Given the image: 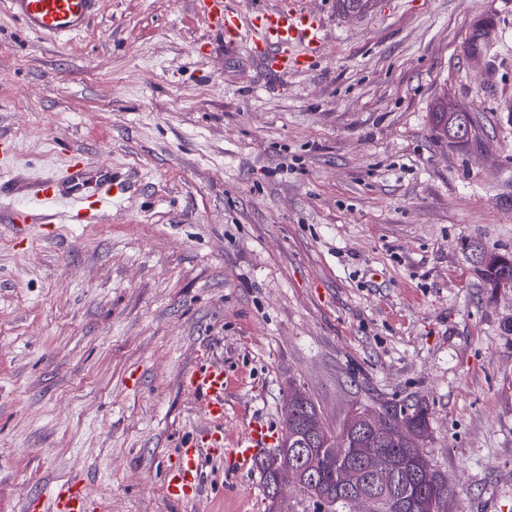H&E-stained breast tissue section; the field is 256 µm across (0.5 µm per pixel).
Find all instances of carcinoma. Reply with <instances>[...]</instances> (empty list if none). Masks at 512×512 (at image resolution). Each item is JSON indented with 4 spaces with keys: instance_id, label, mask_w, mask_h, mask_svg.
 Segmentation results:
<instances>
[{
    "instance_id": "1",
    "label": "carcinoma",
    "mask_w": 512,
    "mask_h": 512,
    "mask_svg": "<svg viewBox=\"0 0 512 512\" xmlns=\"http://www.w3.org/2000/svg\"><path fill=\"white\" fill-rule=\"evenodd\" d=\"M430 125L436 139H448L447 99L439 98L434 103L430 112ZM472 256L489 284L495 286L502 279L512 277V255L476 248ZM381 413L392 420L391 432L388 434H373L364 423L362 411L351 414L343 422L339 433L346 435V447L350 452L341 458H327L309 486L318 496L336 501V512H352L348 491L340 482L341 471L348 467L357 474L359 484L373 491L380 499H386L392 495L393 490L385 487L377 474L364 466L352 452L354 448H379L383 451L384 462L394 467L396 490L411 493L419 491L421 499L420 505L415 507L416 512H430V508H424L422 504L429 499L431 489L425 484L416 462L424 452L420 448V440L428 433V408L421 403L399 410L386 406ZM321 420L314 400L307 393H301L296 413L288 417L289 447L317 451L325 448L328 441L336 437V433L321 425Z\"/></svg>"
}]
</instances>
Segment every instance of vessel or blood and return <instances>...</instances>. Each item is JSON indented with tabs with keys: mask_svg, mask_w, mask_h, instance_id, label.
<instances>
[{
	"mask_svg": "<svg viewBox=\"0 0 512 512\" xmlns=\"http://www.w3.org/2000/svg\"><path fill=\"white\" fill-rule=\"evenodd\" d=\"M10 11L25 29L38 38L63 41L82 33L95 14L99 0H6ZM226 44L248 41L265 68L276 74L302 73L323 57L325 35L320 18L302 9L282 10L268 0H254L249 18H242L233 0H197ZM121 174L112 169H91L84 163L68 161L64 180L43 177L34 181L35 207L14 208L10 223H46V213L61 203H69L70 222L98 221L112 202V189L122 184ZM193 393L203 395L206 410L218 424L224 419L227 383L224 369L209 366L193 370L185 380ZM275 434L262 423H254L238 439L236 447L224 445L222 429L206 433L201 444L181 449L176 465L166 477L169 497L180 500L199 488L203 456L222 457L229 468L243 471L273 444ZM90 504L78 481L64 480L52 486L48 497H38L27 512H89Z\"/></svg>",
	"mask_w": 512,
	"mask_h": 512,
	"instance_id": "obj_1",
	"label": "vessel or blood"
}]
</instances>
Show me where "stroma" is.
I'll list each match as a JSON object with an SVG mask.
<instances>
[{
	"instance_id": "stroma-1",
	"label": "stroma",
	"mask_w": 512,
	"mask_h": 512,
	"mask_svg": "<svg viewBox=\"0 0 512 512\" xmlns=\"http://www.w3.org/2000/svg\"><path fill=\"white\" fill-rule=\"evenodd\" d=\"M326 51L273 74L193 0H100L78 36L0 7V135L22 178L81 155L127 182L100 224L0 222V512L77 480L91 512H263L259 470L168 467L214 422L182 379L224 366V445L306 390L330 429L426 402L457 512H512V0H300ZM492 16L480 62L464 45ZM470 108L483 149L430 133ZM431 131L437 140H448V100L439 98L430 112ZM472 256L490 285L496 286L502 279L512 277V255L474 249Z\"/></svg>"
}]
</instances>
